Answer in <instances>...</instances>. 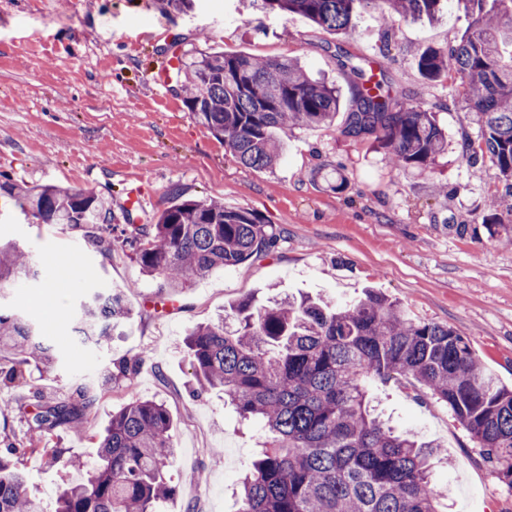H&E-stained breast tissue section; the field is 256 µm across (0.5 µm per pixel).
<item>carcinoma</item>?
Wrapping results in <instances>:
<instances>
[{"label": "carcinoma", "instance_id": "1", "mask_svg": "<svg viewBox=\"0 0 512 512\" xmlns=\"http://www.w3.org/2000/svg\"><path fill=\"white\" fill-rule=\"evenodd\" d=\"M283 15L297 14L345 37L357 33L356 17L374 9L384 26L396 18L431 21L450 0H262ZM472 21L445 49L428 47L417 67L428 80L452 69L467 79L466 101L480 124L477 146H465L472 163L488 159L512 194V0H460ZM345 133L371 138L393 169H425L448 149L435 113L396 101L383 83L365 78L360 63ZM178 74L193 118L224 142L248 168H270L282 153L281 135L296 126L333 123L338 90L309 77L293 58L262 61L243 53L199 52L181 60ZM44 224L85 233L112 251L108 208L93 190L19 185L5 176L0 195ZM512 223V204L499 197L482 216L489 237ZM277 242L252 211L214 200H178L153 224L132 225L126 238L141 269L164 286L183 288L218 268L236 266L270 251ZM31 251L16 242L0 247V298L37 279ZM130 315L119 291L95 293L81 305L76 332L98 347ZM202 385L224 391L239 415L263 424L266 441L241 481L237 512H441L431 486L430 458L441 445L397 434L370 408L367 384L394 373L412 376L469 433L491 471L512 490V389L501 385L467 338L446 324L406 317L397 301L369 290L358 300L333 304L321 298L284 297L233 307L230 320L201 323L186 337ZM3 378L25 379L26 366L48 370L54 347L32 320L0 308ZM96 398L78 387L65 401H47L29 421L33 436L21 448L3 437L0 512H37L18 469L28 454L52 461L61 454L52 431L87 432ZM172 419L164 403L134 398L112 415L95 441L97 460L82 479L57 497L56 512H157L174 487L167 470L175 459Z\"/></svg>", "mask_w": 512, "mask_h": 512}]
</instances>
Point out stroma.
<instances>
[{
	"label": "stroma",
	"instance_id": "1",
	"mask_svg": "<svg viewBox=\"0 0 512 512\" xmlns=\"http://www.w3.org/2000/svg\"><path fill=\"white\" fill-rule=\"evenodd\" d=\"M467 25V15L452 9L388 29L373 10L345 39L302 16L269 12L260 0H195L185 13L163 9L161 0H0V173L109 198L115 240L105 257L81 232L11 208L0 215V239L24 243L42 270L12 289L5 305L30 312L58 356L26 384L0 385V402L9 405L0 434L27 443L40 402L107 382L112 389L96 400L88 436L56 429L63 458L93 464L92 437L113 412L132 398H153L171 413L176 449L175 493L161 512H236L238 482L264 433L225 404L223 391L200 387L185 334L230 316L240 300L264 304L301 292L344 302L378 289L409 317L460 330L512 387V241L490 239L479 220L502 184L488 161L472 166L462 155L479 135L463 80L452 72L428 81L416 64L420 49L446 46ZM205 50L299 58L313 78L339 89L335 124L292 129L277 164L244 167L188 112L179 77L162 87L150 80L169 58ZM348 58L383 60L393 96L435 112L448 151L431 168L392 169L369 140L344 135L356 81ZM134 183L150 192L153 214L178 191L257 212L277 244L185 288H162L121 242L128 220L120 205ZM460 224L469 225L467 234L457 232ZM111 288L121 290L131 318L105 348L86 346L75 333L80 302ZM134 356L142 363L131 382H113L115 362ZM369 393L392 425L444 447L434 483L448 496V512H512V491L446 405L409 376L370 381ZM20 467L42 512H55L59 491L81 476L38 456Z\"/></svg>",
	"mask_w": 512,
	"mask_h": 512
}]
</instances>
